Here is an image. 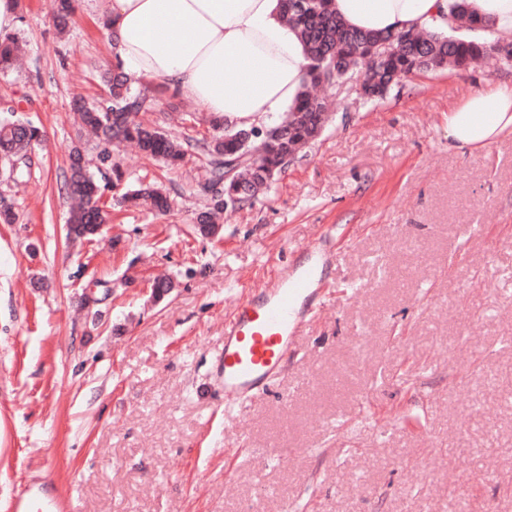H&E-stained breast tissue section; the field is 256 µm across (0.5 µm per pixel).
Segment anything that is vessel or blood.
Returning <instances> with one entry per match:
<instances>
[{"mask_svg": "<svg viewBox=\"0 0 512 512\" xmlns=\"http://www.w3.org/2000/svg\"><path fill=\"white\" fill-rule=\"evenodd\" d=\"M331 254L308 250L307 261L280 272L261 292L238 301L224 323V352L219 378L224 385V415L265 389L282 372L288 351L297 347L300 327L323 304L320 284ZM9 512H74L72 505L42 482L12 497Z\"/></svg>", "mask_w": 512, "mask_h": 512, "instance_id": "vessel-or-blood-1", "label": "vessel or blood"}]
</instances>
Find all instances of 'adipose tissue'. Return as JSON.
<instances>
[{
  "mask_svg": "<svg viewBox=\"0 0 512 512\" xmlns=\"http://www.w3.org/2000/svg\"><path fill=\"white\" fill-rule=\"evenodd\" d=\"M350 27L375 34L447 28L448 0H332ZM126 73L161 83L233 127L289 110L308 64L279 0H91ZM512 135V88L469 92L448 114L458 147Z\"/></svg>",
  "mask_w": 512,
  "mask_h": 512,
  "instance_id": "1",
  "label": "adipose tissue"
}]
</instances>
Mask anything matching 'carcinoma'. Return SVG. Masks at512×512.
Here are the masks:
<instances>
[{
    "instance_id": "carcinoma-1",
    "label": "carcinoma",
    "mask_w": 512,
    "mask_h": 512,
    "mask_svg": "<svg viewBox=\"0 0 512 512\" xmlns=\"http://www.w3.org/2000/svg\"><path fill=\"white\" fill-rule=\"evenodd\" d=\"M281 17L293 26L306 45L308 65L300 95L282 121L265 130L254 144L242 147L236 137L239 130L215 120L218 131L211 140L199 142L185 139L178 142L157 125H149L139 117L154 109V98L138 86L137 79L122 70L108 72L105 81L108 94L91 104H77L85 131L109 143H127L143 155L178 166L189 152L205 157L209 178L189 191L202 197L196 213V223L214 224L224 208L237 209L252 202L268 189L288 163L314 141L328 120L330 105L323 97L311 92L319 85H332L354 74L363 78L366 101H383L398 83L408 77L445 69L466 70L487 57L503 63L512 62V42L493 37L490 23L471 16L465 0H450L448 30H400L386 34H370L346 27L331 9V0H281ZM75 11L74 0H57L53 19L64 28ZM393 47L385 57H377L381 44ZM19 46L15 34L0 35V71L8 69ZM44 139L43 131L19 119H0V160L9 171L20 173L28 167L31 145ZM256 149L252 164L239 171L248 184V194L224 205V154L243 153ZM96 169L113 189L112 200L117 207L147 205L159 212L170 209V197L160 189L145 187L129 190L121 187L122 170L108 149L97 155ZM71 200L70 223L77 226L74 239L96 236L94 227L108 223L109 212L102 203L98 180L87 169L81 149L71 155L70 177L67 181Z\"/></svg>"
}]
</instances>
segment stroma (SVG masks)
<instances>
[{
	"mask_svg": "<svg viewBox=\"0 0 512 512\" xmlns=\"http://www.w3.org/2000/svg\"><path fill=\"white\" fill-rule=\"evenodd\" d=\"M51 2L21 0L23 55L0 73V109L45 134L27 173L0 172L16 214L0 223V512L38 479L76 512H512V136L448 141L449 112L511 87L512 67L422 74L377 104L329 88L319 139L214 237L187 191L203 159L114 149L125 184L172 209L116 208L73 242L70 151L100 146L72 103L103 94L114 62L83 0L63 32ZM153 95L145 122L212 136L196 102ZM312 245L336 254L328 303L225 419L224 318Z\"/></svg>",
	"mask_w": 512,
	"mask_h": 512,
	"instance_id": "obj_1",
	"label": "stroma"
}]
</instances>
